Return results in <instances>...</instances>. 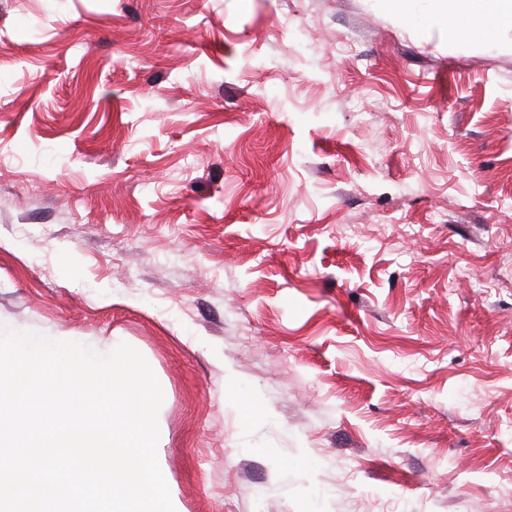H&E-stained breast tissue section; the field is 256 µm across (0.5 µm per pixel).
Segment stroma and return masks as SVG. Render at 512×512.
<instances>
[{
  "mask_svg": "<svg viewBox=\"0 0 512 512\" xmlns=\"http://www.w3.org/2000/svg\"><path fill=\"white\" fill-rule=\"evenodd\" d=\"M0 0V325L164 394L179 512H512V24Z\"/></svg>",
  "mask_w": 512,
  "mask_h": 512,
  "instance_id": "obj_1",
  "label": "stroma"
}]
</instances>
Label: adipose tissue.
I'll return each mask as SVG.
<instances>
[{
  "label": "adipose tissue",
  "instance_id": "obj_1",
  "mask_svg": "<svg viewBox=\"0 0 512 512\" xmlns=\"http://www.w3.org/2000/svg\"><path fill=\"white\" fill-rule=\"evenodd\" d=\"M437 8L427 18L445 23L454 38L467 42L473 38L491 39L497 28L512 19V0H437Z\"/></svg>",
  "mask_w": 512,
  "mask_h": 512
}]
</instances>
